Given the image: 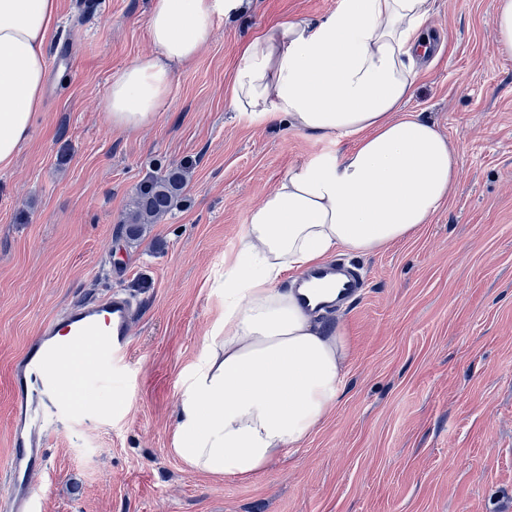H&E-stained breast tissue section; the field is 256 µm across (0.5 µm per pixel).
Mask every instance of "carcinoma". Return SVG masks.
Returning <instances> with one entry per match:
<instances>
[{
  "label": "carcinoma",
  "instance_id": "carcinoma-1",
  "mask_svg": "<svg viewBox=\"0 0 512 512\" xmlns=\"http://www.w3.org/2000/svg\"><path fill=\"white\" fill-rule=\"evenodd\" d=\"M184 182L183 170L177 169L143 183L133 200V210L125 221L126 235L136 238L141 234L143 225L153 224L167 215L181 194Z\"/></svg>",
  "mask_w": 512,
  "mask_h": 512
}]
</instances>
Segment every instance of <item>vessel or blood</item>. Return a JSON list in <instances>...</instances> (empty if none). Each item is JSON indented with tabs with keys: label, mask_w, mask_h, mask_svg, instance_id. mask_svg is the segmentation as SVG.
I'll return each mask as SVG.
<instances>
[{
	"label": "vessel or blood",
	"mask_w": 512,
	"mask_h": 512,
	"mask_svg": "<svg viewBox=\"0 0 512 512\" xmlns=\"http://www.w3.org/2000/svg\"><path fill=\"white\" fill-rule=\"evenodd\" d=\"M133 304L121 292L88 297L68 313L45 324L30 343L12 375L17 422L13 427V452L6 470L12 512H38L33 478L47 471V453L40 433L35 397L59 398L64 381L53 371L92 363L100 374L112 370L114 358L129 348Z\"/></svg>",
	"instance_id": "b4317fda"
}]
</instances>
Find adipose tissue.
I'll return each instance as SVG.
<instances>
[{
	"instance_id": "adipose-tissue-1",
	"label": "adipose tissue",
	"mask_w": 512,
	"mask_h": 512,
	"mask_svg": "<svg viewBox=\"0 0 512 512\" xmlns=\"http://www.w3.org/2000/svg\"><path fill=\"white\" fill-rule=\"evenodd\" d=\"M243 9L244 0H151L154 52L111 75L102 108L112 125L153 123L215 22ZM429 19L430 0H342L324 19L296 17L241 44L231 88L241 118L350 146L291 168L224 260V308L184 376L175 417L173 451L190 468L251 478L300 448L338 404L348 338L281 289L284 274L339 249L387 248L448 200L459 156L406 109ZM58 23L59 0H0V169L31 136Z\"/></svg>"
}]
</instances>
